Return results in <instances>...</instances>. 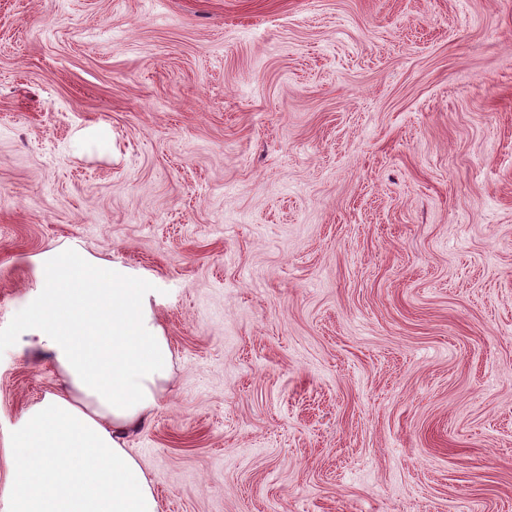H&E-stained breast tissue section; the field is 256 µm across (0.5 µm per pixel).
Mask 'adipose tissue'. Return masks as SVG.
Segmentation results:
<instances>
[{"instance_id":"adipose-tissue-1","label":"adipose tissue","mask_w":512,"mask_h":512,"mask_svg":"<svg viewBox=\"0 0 512 512\" xmlns=\"http://www.w3.org/2000/svg\"><path fill=\"white\" fill-rule=\"evenodd\" d=\"M34 273L21 334L59 386L24 410L14 432L9 512H159L126 447L171 380L153 288L74 245L37 255Z\"/></svg>"}]
</instances>
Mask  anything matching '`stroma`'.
<instances>
[{"instance_id": "35a3bbf8", "label": "stroma", "mask_w": 512, "mask_h": 512, "mask_svg": "<svg viewBox=\"0 0 512 512\" xmlns=\"http://www.w3.org/2000/svg\"><path fill=\"white\" fill-rule=\"evenodd\" d=\"M72 243L156 291L160 512H512V0H0V492Z\"/></svg>"}]
</instances>
